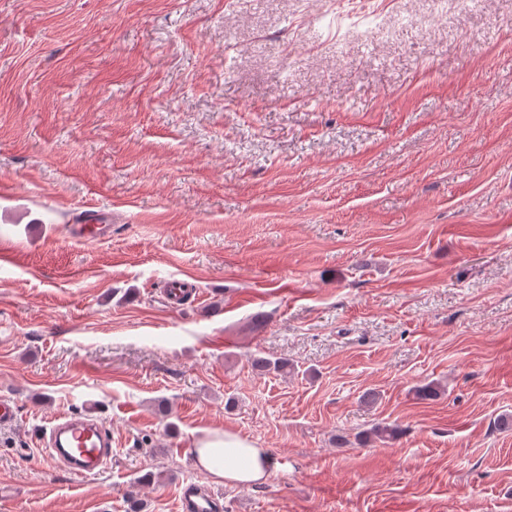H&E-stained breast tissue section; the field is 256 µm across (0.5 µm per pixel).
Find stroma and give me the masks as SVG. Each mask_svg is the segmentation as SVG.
<instances>
[{
    "instance_id": "stroma-1",
    "label": "stroma",
    "mask_w": 512,
    "mask_h": 512,
    "mask_svg": "<svg viewBox=\"0 0 512 512\" xmlns=\"http://www.w3.org/2000/svg\"><path fill=\"white\" fill-rule=\"evenodd\" d=\"M1 252L0 512H512V0H0ZM85 411L79 477L34 431ZM111 221L112 219L110 216L97 213L93 215V219L91 221L93 224H90V226H87L86 224L71 226L69 229L70 234L77 240L97 239V237L105 236L110 232L111 224L106 223ZM48 461L77 476L96 475L112 459V429L73 415H60L38 430ZM401 434L399 425L381 423L375 425L370 431L358 436V444L362 446L373 445L374 443H390L395 441ZM192 448L198 466L224 484L247 486L264 482L270 460L263 448L231 430L212 431ZM219 497L209 486L185 483L179 494V512H215Z\"/></svg>"
}]
</instances>
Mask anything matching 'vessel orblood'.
Returning <instances> with one entry per match:
<instances>
[{
	"label": "vessel or blood",
	"instance_id": "vessel-or-blood-1",
	"mask_svg": "<svg viewBox=\"0 0 512 512\" xmlns=\"http://www.w3.org/2000/svg\"><path fill=\"white\" fill-rule=\"evenodd\" d=\"M108 215L94 214L91 224L72 226L70 234L77 240L107 235L111 227ZM38 435L46 449L48 461L77 476L102 471L112 458V431L102 424L72 415H61L41 426ZM218 496L207 486L182 485L179 512H215Z\"/></svg>",
	"mask_w": 512,
	"mask_h": 512
}]
</instances>
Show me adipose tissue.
<instances>
[{"label": "adipose tissue", "mask_w": 512, "mask_h": 512, "mask_svg": "<svg viewBox=\"0 0 512 512\" xmlns=\"http://www.w3.org/2000/svg\"><path fill=\"white\" fill-rule=\"evenodd\" d=\"M193 455L201 469L228 485H254L270 474L266 451L231 430L212 431L201 437Z\"/></svg>", "instance_id": "1"}]
</instances>
